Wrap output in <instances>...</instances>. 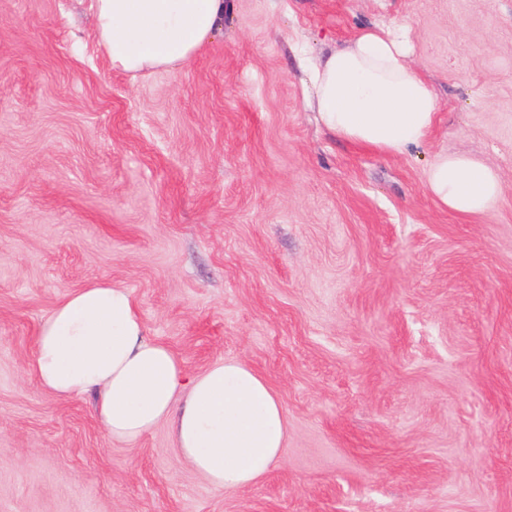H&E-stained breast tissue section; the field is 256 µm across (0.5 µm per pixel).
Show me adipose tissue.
I'll use <instances>...</instances> for the list:
<instances>
[{
	"instance_id": "ef3b65f1",
	"label": "adipose tissue",
	"mask_w": 512,
	"mask_h": 512,
	"mask_svg": "<svg viewBox=\"0 0 512 512\" xmlns=\"http://www.w3.org/2000/svg\"><path fill=\"white\" fill-rule=\"evenodd\" d=\"M91 8L113 68L137 74L191 60L222 30L226 0H91ZM411 56L407 27L382 24L305 58L322 124L384 154L424 143L438 103ZM425 180L438 205L457 214L488 213L501 186L489 165L445 152ZM29 371L60 399L94 397L110 440L130 443L167 423L178 454L220 491L261 481L287 435L286 411L262 375L235 360L188 375L181 357L149 337L132 292L106 282L60 299L37 331Z\"/></svg>"
}]
</instances>
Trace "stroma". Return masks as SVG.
I'll list each match as a JSON object with an SVG mask.
<instances>
[{
    "instance_id": "stroma-1",
    "label": "stroma",
    "mask_w": 512,
    "mask_h": 512,
    "mask_svg": "<svg viewBox=\"0 0 512 512\" xmlns=\"http://www.w3.org/2000/svg\"><path fill=\"white\" fill-rule=\"evenodd\" d=\"M187 64L113 69L90 0H0V512H512V0H229ZM403 23L438 114L386 155L324 128L301 55ZM498 169L441 209L440 152ZM130 289L188 374L242 360L288 414L219 491L160 424L109 440L28 372L68 291ZM427 188L445 210L457 214H487L500 193L498 172L472 157L439 153L425 172Z\"/></svg>"
}]
</instances>
